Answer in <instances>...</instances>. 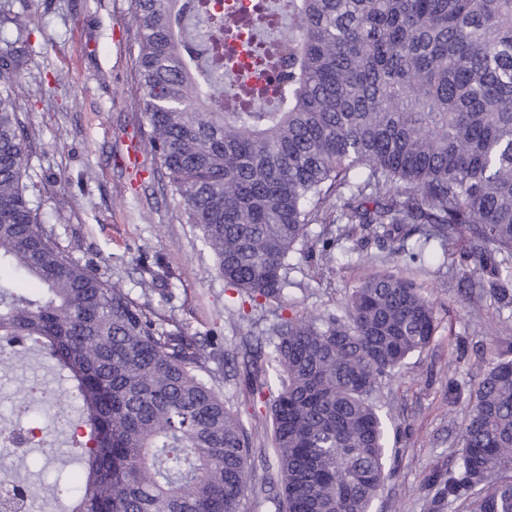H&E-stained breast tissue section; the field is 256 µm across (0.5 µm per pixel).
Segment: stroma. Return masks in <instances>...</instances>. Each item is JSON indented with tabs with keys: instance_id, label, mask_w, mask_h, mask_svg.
I'll use <instances>...</instances> for the list:
<instances>
[{
	"instance_id": "1",
	"label": "stroma",
	"mask_w": 512,
	"mask_h": 512,
	"mask_svg": "<svg viewBox=\"0 0 512 512\" xmlns=\"http://www.w3.org/2000/svg\"><path fill=\"white\" fill-rule=\"evenodd\" d=\"M133 13V0H0V51L15 53L18 112L30 142L26 175L41 190L46 228L134 299L142 297L141 266L162 270L153 303L187 335L213 337L208 369L249 429L270 428L271 417L247 393L244 337L270 335L284 319L340 310L374 273L413 279L434 302L437 329L379 395L391 477L372 512H465L464 503L438 502L433 474L454 467L459 427L480 381L497 353L512 352V309L499 307L492 274L461 263L465 242L441 248L425 242L415 224L399 251L370 236L341 238L332 245L339 260L330 273L321 268L320 247L294 257L282 309L262 314L233 302L184 199L152 155ZM20 14L35 15L38 27L17 33ZM53 377L34 349L21 352L15 369L0 371V426L15 422V392ZM45 431L55 454L31 445L8 463L7 478L31 485L73 469L71 428L49 423Z\"/></svg>"
}]
</instances>
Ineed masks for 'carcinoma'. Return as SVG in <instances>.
<instances>
[{"mask_svg": "<svg viewBox=\"0 0 512 512\" xmlns=\"http://www.w3.org/2000/svg\"><path fill=\"white\" fill-rule=\"evenodd\" d=\"M138 69L154 157L187 205L224 281L251 306H282L292 255L336 213L393 239L428 225L469 242L483 268L512 254V0H275L292 21L269 102L246 87L232 110L217 63V22L202 0H134ZM13 61L0 57V266L38 285L0 282V368L29 342L62 381L22 405L88 431L82 471L36 492L67 512H371L384 492L378 394L436 330L430 297L376 274L339 312L291 318L245 344L251 395L271 396V447L224 402L203 342L174 331L44 227L24 180L29 145ZM271 347L266 352L263 346ZM461 451L438 499L512 512V358L479 383ZM266 460L257 481L255 456Z\"/></svg>", "mask_w": 512, "mask_h": 512, "instance_id": "1", "label": "carcinoma"}]
</instances>
